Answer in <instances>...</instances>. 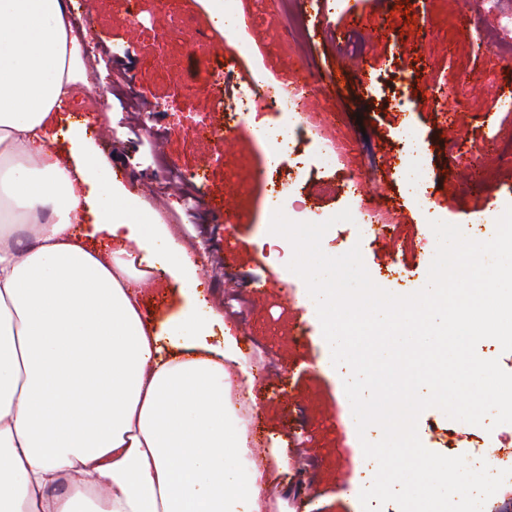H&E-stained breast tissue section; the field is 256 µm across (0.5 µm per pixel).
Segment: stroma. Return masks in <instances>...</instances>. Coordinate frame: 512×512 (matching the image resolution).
I'll return each mask as SVG.
<instances>
[{
    "mask_svg": "<svg viewBox=\"0 0 512 512\" xmlns=\"http://www.w3.org/2000/svg\"><path fill=\"white\" fill-rule=\"evenodd\" d=\"M66 2L92 18L87 47L113 80V97L135 104L124 113L89 112V138L113 179L146 195L157 221L197 259L207 305L239 328L242 356L227 370L240 385L255 378L257 405L242 415L253 457L275 491L265 512H363L359 492L372 480V464L361 442L378 441L380 434L371 428L358 436L353 416L344 412L342 383L321 368L326 341L304 281L272 265L259 245L272 178L266 151L243 126L232 128L231 146L215 147L199 136L196 123L203 118L223 126L225 106L256 74L287 84L299 70L326 76L344 55H359L364 73L348 74L304 116L306 127L338 145L331 162L306 173L304 192L315 213L331 217L358 203L338 186L367 178L385 234L340 222L324 235L322 248L339 256L360 247L379 287L416 292L427 283L436 250L430 220L461 226L472 237L484 231L477 217L512 205V110L494 105L500 85L512 84V0H498L492 16L481 0H394L386 19L372 0H354L348 12L325 0L317 24H306L307 37L299 42L287 35L273 0H234L239 36L251 55L220 79L209 77L206 66L224 63L230 45L214 27L206 0H137L133 18L114 11L112 0ZM404 4L414 23L402 14ZM173 12L189 17V28L161 42L158 19ZM351 12L359 23L347 41L336 42L331 33ZM417 27L423 38L413 36ZM440 112L460 131L455 143L441 136ZM121 120L149 123L150 133L112 134ZM409 126L424 146L414 158L399 145L401 129ZM160 153L184 169L205 167L196 212L180 204L188 185L159 189ZM266 281L270 289L254 295ZM418 435L432 452L512 467L499 430L451 419L440 409L422 412ZM277 437L288 443L283 468L272 455Z\"/></svg>",
    "mask_w": 512,
    "mask_h": 512,
    "instance_id": "stroma-1",
    "label": "stroma"
}]
</instances>
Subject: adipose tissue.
<instances>
[{"mask_svg":"<svg viewBox=\"0 0 512 512\" xmlns=\"http://www.w3.org/2000/svg\"><path fill=\"white\" fill-rule=\"evenodd\" d=\"M89 85L64 0H0V512H261L233 347L198 310L143 317L156 265L194 287L196 262L85 126L54 146Z\"/></svg>","mask_w":512,"mask_h":512,"instance_id":"obj_1","label":"adipose tissue"}]
</instances>
